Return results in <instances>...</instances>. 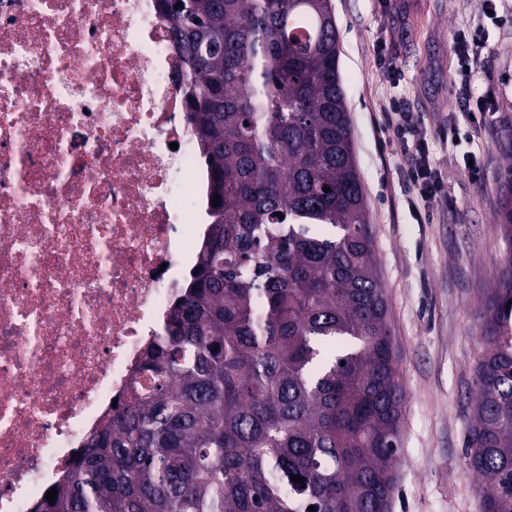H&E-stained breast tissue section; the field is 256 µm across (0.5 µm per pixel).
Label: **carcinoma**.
Instances as JSON below:
<instances>
[{"label":"carcinoma","instance_id":"obj_1","mask_svg":"<svg viewBox=\"0 0 512 512\" xmlns=\"http://www.w3.org/2000/svg\"><path fill=\"white\" fill-rule=\"evenodd\" d=\"M161 2L218 203L141 362L150 385L32 512H392L405 393L331 0ZM501 183L508 251L463 436L482 512H512L511 165Z\"/></svg>","mask_w":512,"mask_h":512}]
</instances>
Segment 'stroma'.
Segmentation results:
<instances>
[{"label": "stroma", "mask_w": 512, "mask_h": 512, "mask_svg": "<svg viewBox=\"0 0 512 512\" xmlns=\"http://www.w3.org/2000/svg\"><path fill=\"white\" fill-rule=\"evenodd\" d=\"M340 71L369 231L405 390L399 485L392 512H481L478 476L461 461L482 345L480 316L505 257L495 211L512 136V10L499 22L483 0H332ZM484 28L488 48L472 80L457 69L456 30ZM495 98L482 126L473 93ZM420 119L429 162L445 188L431 201L404 185L411 164L382 114L390 98ZM466 148L447 140L449 124ZM481 153L473 179L464 150Z\"/></svg>", "instance_id": "1"}]
</instances>
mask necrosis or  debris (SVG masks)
Instances as JSON below:
<instances>
[{"label":"necrosis or debris","mask_w":512,"mask_h":512,"mask_svg":"<svg viewBox=\"0 0 512 512\" xmlns=\"http://www.w3.org/2000/svg\"><path fill=\"white\" fill-rule=\"evenodd\" d=\"M180 67L159 0H0V512L144 382L207 233Z\"/></svg>","instance_id":"necrosis-or-debris-1"}]
</instances>
